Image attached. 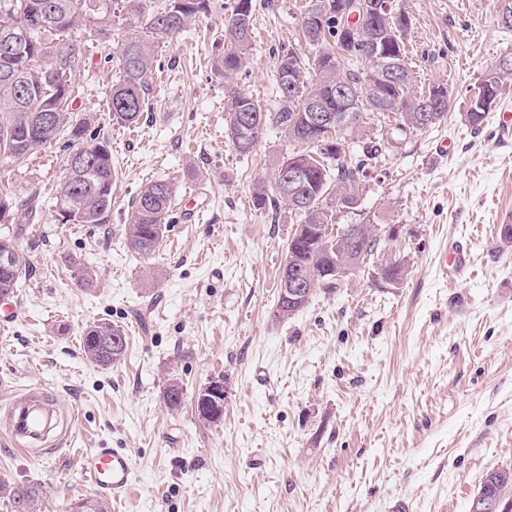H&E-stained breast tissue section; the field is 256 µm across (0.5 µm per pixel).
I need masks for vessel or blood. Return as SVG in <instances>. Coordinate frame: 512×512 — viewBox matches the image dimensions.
I'll return each mask as SVG.
<instances>
[{
	"label": "vessel or blood",
	"mask_w": 512,
	"mask_h": 512,
	"mask_svg": "<svg viewBox=\"0 0 512 512\" xmlns=\"http://www.w3.org/2000/svg\"><path fill=\"white\" fill-rule=\"evenodd\" d=\"M57 397L37 386L14 391L5 410L10 446L21 453L49 456L66 443ZM82 469L95 490L112 499L127 494L134 482L130 456L118 448H96L82 458Z\"/></svg>",
	"instance_id": "1"
}]
</instances>
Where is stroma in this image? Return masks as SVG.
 Masks as SVG:
<instances>
[{
  "label": "stroma",
  "mask_w": 512,
  "mask_h": 512,
  "mask_svg": "<svg viewBox=\"0 0 512 512\" xmlns=\"http://www.w3.org/2000/svg\"><path fill=\"white\" fill-rule=\"evenodd\" d=\"M306 0H254L253 61L238 88L275 108L278 56L308 54ZM231 0H209L178 38L156 49L157 78L137 123L108 109L117 79L110 43L72 32L83 62L74 107L107 136L117 179L106 224H60L53 197L65 175V140L0 171V190L37 197L39 219L17 210L10 231L29 270L0 327L6 387L39 385L75 410L66 445L49 459L21 455L0 437V477L39 491L36 512L96 497L80 467L95 448L131 456L134 488L108 512H467L484 475L512 465V74L480 128L464 122L485 74L512 52L497 0H395L411 29L406 60L417 85L446 83L452 104L438 125L382 149L359 205L337 224L395 227L379 259L407 260L402 280L357 271L335 294H316L292 318L273 314L279 270L298 222L286 208L258 211L255 181H272L297 147L265 130L239 155L224 136V51ZM173 177L178 191L158 251L124 244L130 203ZM464 243L469 266L443 278L445 249ZM96 270L81 287L80 266ZM121 326L125 359L100 368L81 353L86 324ZM178 378L185 403L162 401ZM223 379L224 417L203 425L195 396Z\"/></svg>",
  "instance_id": "35a3bbf8"
}]
</instances>
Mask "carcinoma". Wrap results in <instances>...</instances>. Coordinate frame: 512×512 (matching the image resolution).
Here are the masks:
<instances>
[{"mask_svg":"<svg viewBox=\"0 0 512 512\" xmlns=\"http://www.w3.org/2000/svg\"><path fill=\"white\" fill-rule=\"evenodd\" d=\"M61 1L74 5L73 11L56 24L44 29L25 31V25L35 24ZM338 0H308L303 11V34L314 56L300 57L292 50L282 54L277 67L276 85L279 102L269 110L253 96L237 89L234 80L247 67L253 45V33L238 30L239 16L245 15L248 26H253V0H233L231 13L225 23L227 39L224 52L217 60L216 69L229 83L226 108L230 122L226 137L233 148L243 156L249 155L259 135L268 127L280 130L289 140L307 145V149L288 156L304 166L305 188L308 200L304 208L296 206L295 199L272 186L267 192L261 183L255 188L253 204L265 210L282 203L300 217L302 224L320 225L321 234L311 241L294 244L297 264L315 281V289L327 295L336 292L334 284L321 285V272L336 265V239L328 232L327 213L330 205L340 199L356 201L362 191L361 176L378 155L375 145L362 147L357 158H346L325 147V132L310 127L306 121L307 98L316 96L328 112L351 111L355 124L335 132V137L364 138L385 130L390 125L402 133L424 131L437 125L448 112L451 99L448 86L432 83L417 93L413 89V71L408 66L405 40L410 25L409 17L397 11L388 18L378 14L383 0H348L365 4L371 22L377 24L380 56L372 60L363 54L368 31L356 15L342 20L336 17ZM206 0H166L165 6L153 10L150 0H0V35L15 34L19 45L4 53L0 44V69H14L19 79L12 81L0 76V165L9 168L21 165L41 147L53 142L59 134L69 130L66 157V179L56 192V217L60 224H105L112 207V183L116 171L112 167V150L107 138L87 135L89 123L73 103L79 88L72 78H63V69L74 73L82 62L81 49L69 41L67 35L81 26L90 28V34L100 40L112 34L115 19L125 17L137 25L117 45L110 59L115 61L118 79L112 85L109 109L112 116L125 122L137 121L146 105L155 49L158 44L179 34L189 19L206 11ZM352 26L346 32L349 42L341 39V24ZM398 67L404 80H390L387 69ZM509 70L495 68L479 83L483 91L480 99L470 100L463 113L465 122L478 129L493 111L501 95L502 77ZM259 115V122L248 127L243 121L247 114ZM53 116L52 127L39 128V118ZM176 185L160 179L144 187L132 201V214L125 225L127 247L144 259L154 255L162 240L169 211L175 197ZM360 263L373 257L380 236L373 224H359L354 231ZM0 254L8 255V272L0 271V284L8 280L5 299L14 294L26 272L28 260L15 244L14 237L0 234ZM304 306L288 305L278 296L274 317L284 321ZM117 336L121 349L108 350V338ZM83 352L86 360L107 368L120 362L127 353L128 343L123 329L106 321L92 323L83 332ZM207 388L198 391L196 414L204 424H214L224 417V399L202 405L200 399ZM184 402L180 381L168 379L163 389V403L167 410L177 411ZM0 496L6 498L13 512H32L38 492L32 487L19 486L0 479ZM68 512H107L104 502L82 499L69 507Z\"/></svg>","mask_w":512,"mask_h":512,"instance_id":"1","label":"carcinoma"}]
</instances>
